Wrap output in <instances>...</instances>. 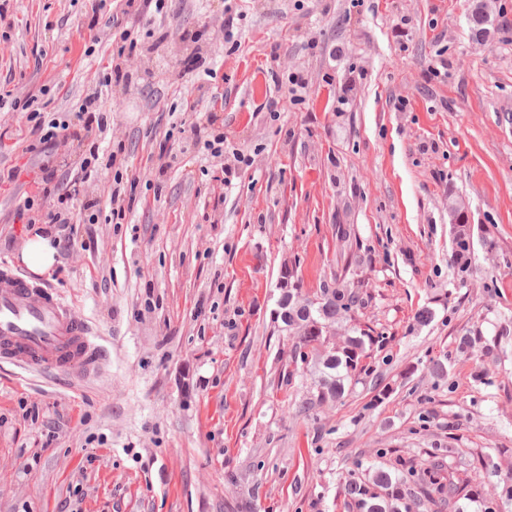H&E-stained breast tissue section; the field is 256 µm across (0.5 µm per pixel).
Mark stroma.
Returning a JSON list of instances; mask_svg holds the SVG:
<instances>
[{"mask_svg": "<svg viewBox=\"0 0 512 512\" xmlns=\"http://www.w3.org/2000/svg\"><path fill=\"white\" fill-rule=\"evenodd\" d=\"M491 20L471 32L475 4ZM88 0H13L0 25V94L64 116L118 45ZM125 18L126 65L176 83L105 91V140L128 153L134 203L106 222L112 173L85 179L86 145L56 140L60 177L95 224H53L75 246L37 282L96 326L105 373H32L0 359V512H345L346 476L372 465L468 479L481 512L512 464V0H166ZM233 15L238 47L224 41ZM165 25L172 40L156 43ZM316 38L317 48L306 45ZM309 87L291 99L288 73ZM211 95L230 149L184 146L172 125ZM25 111L0 112V264L44 217H19L41 158ZM250 156L232 183V149ZM471 228L453 261L451 210ZM353 230L348 241L336 227ZM360 266L381 333L340 404L316 395L274 312L284 270L303 292ZM430 309V322L416 315ZM481 332L489 352L463 353ZM446 360L448 374L433 373ZM383 402H375L380 390Z\"/></svg>", "mask_w": 512, "mask_h": 512, "instance_id": "stroma-1", "label": "stroma"}]
</instances>
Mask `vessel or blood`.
<instances>
[{
  "label": "vessel or blood",
  "mask_w": 512,
  "mask_h": 512,
  "mask_svg": "<svg viewBox=\"0 0 512 512\" xmlns=\"http://www.w3.org/2000/svg\"><path fill=\"white\" fill-rule=\"evenodd\" d=\"M0 358L32 370L92 376L108 360L87 319L56 294L0 265Z\"/></svg>",
  "instance_id": "1"
}]
</instances>
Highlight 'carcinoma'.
Returning a JSON list of instances; mask_svg holds the SVG:
<instances>
[{
	"instance_id": "cac0c4a2",
	"label": "carcinoma",
	"mask_w": 512,
	"mask_h": 512,
	"mask_svg": "<svg viewBox=\"0 0 512 512\" xmlns=\"http://www.w3.org/2000/svg\"><path fill=\"white\" fill-rule=\"evenodd\" d=\"M456 256L470 250L466 225L452 227ZM363 282L350 276V268L320 284L313 293L299 288L286 290V317L282 330L293 341L295 355L311 366L318 390L316 401H304L300 411L307 412L317 403L338 402L346 389L357 381L362 358L368 349L380 342L364 330L352 327L354 335L335 340V324L348 320L363 307L361 293ZM425 479L422 494L426 502L435 508L448 503L456 512H465L462 501L470 499L468 484L457 479L443 481L438 465L430 463L422 469ZM415 476V468L377 466L372 468L366 482L354 478L346 481L343 494L353 512H410L412 504L405 499L404 485ZM512 501V479L506 477L502 485H494L487 492L484 512H497Z\"/></svg>"
}]
</instances>
